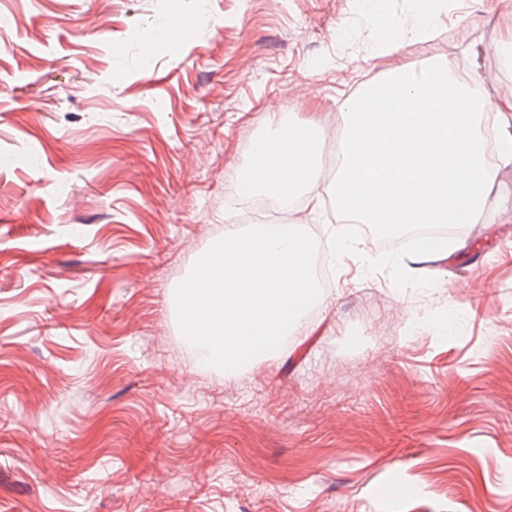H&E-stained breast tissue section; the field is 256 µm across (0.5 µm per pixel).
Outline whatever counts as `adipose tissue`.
<instances>
[{"mask_svg": "<svg viewBox=\"0 0 512 512\" xmlns=\"http://www.w3.org/2000/svg\"><path fill=\"white\" fill-rule=\"evenodd\" d=\"M416 2L407 25L378 13L376 0H360L361 11L377 16L374 52L392 53L405 42L435 38L437 0ZM343 108L349 120L329 186L341 208L384 230L483 223L490 199L498 194L499 171L512 166L510 133L497 140V160L489 162L484 116L512 112L511 86L488 97L479 75L456 70L443 59L399 70L344 101ZM325 146L318 125L305 129L280 122L272 141L243 161L246 179L236 188L285 198L302 190L310 208H317L322 201L317 170ZM284 167L294 171L293 183L281 182Z\"/></svg>", "mask_w": 512, "mask_h": 512, "instance_id": "obj_1", "label": "adipose tissue"}]
</instances>
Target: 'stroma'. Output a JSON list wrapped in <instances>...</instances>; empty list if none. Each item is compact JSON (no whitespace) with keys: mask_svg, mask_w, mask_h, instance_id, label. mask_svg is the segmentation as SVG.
Segmentation results:
<instances>
[{"mask_svg":"<svg viewBox=\"0 0 512 512\" xmlns=\"http://www.w3.org/2000/svg\"><path fill=\"white\" fill-rule=\"evenodd\" d=\"M0 14V512H512V167L450 255L359 234L275 359L200 364L174 299L279 119L343 131L340 100L450 55L494 93L511 10L447 0L384 55L357 0Z\"/></svg>","mask_w":512,"mask_h":512,"instance_id":"stroma-1","label":"stroma"}]
</instances>
